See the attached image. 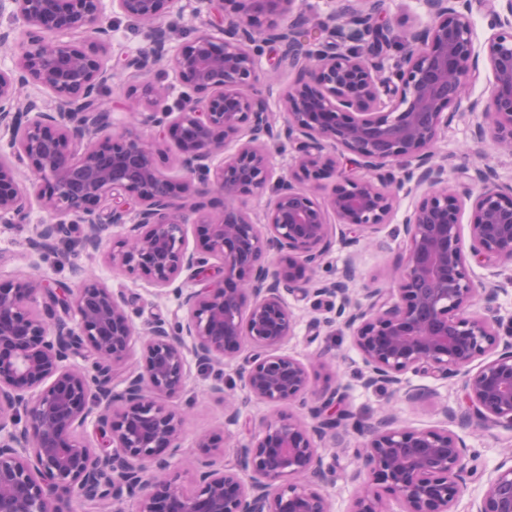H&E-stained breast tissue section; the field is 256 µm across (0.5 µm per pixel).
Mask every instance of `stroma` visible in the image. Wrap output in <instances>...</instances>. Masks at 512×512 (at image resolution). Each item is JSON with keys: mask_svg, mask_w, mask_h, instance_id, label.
Returning a JSON list of instances; mask_svg holds the SVG:
<instances>
[{"mask_svg": "<svg viewBox=\"0 0 512 512\" xmlns=\"http://www.w3.org/2000/svg\"><path fill=\"white\" fill-rule=\"evenodd\" d=\"M476 119L469 113H457L442 133L434 151L437 156L448 157L457 170L458 181H465V173L473 167H488L495 171L500 181L512 183V157L497 154L491 146H484L481 155L470 154L474 145ZM44 214L33 210L28 223L4 224L0 222V282L12 283L30 274L42 276L66 286H74L71 265L77 264L92 271L98 280L129 298L136 325H143L155 317L173 319L181 309L175 296L157 294L154 286L144 277L130 276L113 270L104 253L87 255L73 240L58 243V250L67 253L69 264L57 263L54 258L43 257L29 245L31 225L41 223ZM381 242L377 248L348 247L336 243L325 258L319 273L320 279L333 281L338 278L347 262H354L360 273L361 283L385 285L387 272L401 259V247L392 235L391 225H383L378 233ZM296 314L297 324L293 337L285 347L287 353L299 359H307L318 353L327 354L339 366L345 386L346 404L359 420L370 421L383 411H391L398 419L416 428L448 427L465 440L468 447L478 455V472L469 481L466 491L454 507L455 512H470L472 501L484 489L488 476L501 461L503 453L512 449V433L501 429L482 430L473 426L463 427L447 422L443 406H455L460 396L457 388L445 381L429 376L408 375L410 386L431 390V398L409 404L392 397L385 386L365 387L360 378L361 357L350 335L343 329L329 331L314 328L313 318L325 317V310L313 307L312 299H293L289 302ZM213 373L191 367L186 392L187 404L183 423L181 445L175 449L171 461L179 472H186L195 455V438L203 432L223 433L228 441L226 458H233L239 446L247 443V426H254L269 417L273 409L263 403L250 404L244 423L229 425L224 421L222 401L207 397L206 391ZM324 463L333 470L332 483L328 487L331 512H349L357 491L356 483L350 479L357 462L352 449L324 447Z\"/></svg>", "mask_w": 512, "mask_h": 512, "instance_id": "obj_1", "label": "stroma"}]
</instances>
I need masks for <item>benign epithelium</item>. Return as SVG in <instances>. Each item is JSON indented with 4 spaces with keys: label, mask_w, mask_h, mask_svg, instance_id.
<instances>
[{
    "label": "benign epithelium",
    "mask_w": 512,
    "mask_h": 512,
    "mask_svg": "<svg viewBox=\"0 0 512 512\" xmlns=\"http://www.w3.org/2000/svg\"><path fill=\"white\" fill-rule=\"evenodd\" d=\"M9 2L19 30L0 32L16 56L0 70V220L23 224L37 206L46 220L34 227L35 247L48 251L78 227L91 255L109 227L125 228L108 253L112 267L174 294L183 316L138 331L125 295L79 265L75 289L35 275L0 284V512H64L75 502L112 512L125 497L134 512H331L320 447L346 448L353 437L361 446L350 512H387L380 487L403 512H455L477 471L463 438L404 425L388 411L373 423L353 418L341 407L338 373L319 374L324 359L283 351L296 325L287 297L338 299L317 324L350 333L364 386L384 384L415 403L429 393L405 375L450 380L461 402L445 417L512 432V318L497 313L468 265L472 257L512 266V183L478 168L474 185L459 189L447 161H432L452 111L477 115L478 138L512 156V0H485L491 33L479 44L471 0H423L430 22L422 27L386 18L382 0H339L317 24L297 0H198L225 23H203L179 46L165 21L181 0H111L110 16L104 0ZM113 15L141 25L140 52L112 57ZM266 46L276 53L264 68ZM481 59L490 89L473 99ZM161 65L184 87L174 101L149 81ZM282 71L295 78L279 88ZM127 73L143 78L129 86V112L153 132L149 141L110 133L103 96ZM274 106L296 151L293 170L278 177ZM169 137L179 179L158 163ZM328 179L331 191L317 198ZM268 189L259 222L246 202ZM402 190L416 200L393 230L404 247L393 286L354 292L351 265L339 281L319 280L335 240L372 241ZM188 224L202 249L188 248ZM212 259L218 275L207 287L177 284L184 272L208 273ZM80 349L91 365L71 363ZM243 351L246 398L224 403L225 422L238 424L252 402L307 418L276 414L232 463L221 462L224 437L201 435L184 479L169 451L182 438L172 402L185 393L188 357L208 370ZM92 416L95 447L83 437ZM470 512H512V456Z\"/></svg>",
    "instance_id": "obj_1"
}]
</instances>
